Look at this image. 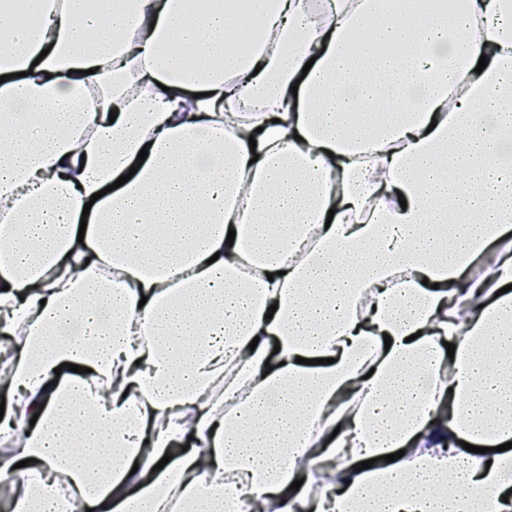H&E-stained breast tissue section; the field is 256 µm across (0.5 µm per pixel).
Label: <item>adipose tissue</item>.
I'll list each match as a JSON object with an SVG mask.
<instances>
[{
  "mask_svg": "<svg viewBox=\"0 0 512 512\" xmlns=\"http://www.w3.org/2000/svg\"><path fill=\"white\" fill-rule=\"evenodd\" d=\"M33 2L0 0L11 512H512V0Z\"/></svg>",
  "mask_w": 512,
  "mask_h": 512,
  "instance_id": "adipose-tissue-1",
  "label": "adipose tissue"
}]
</instances>
